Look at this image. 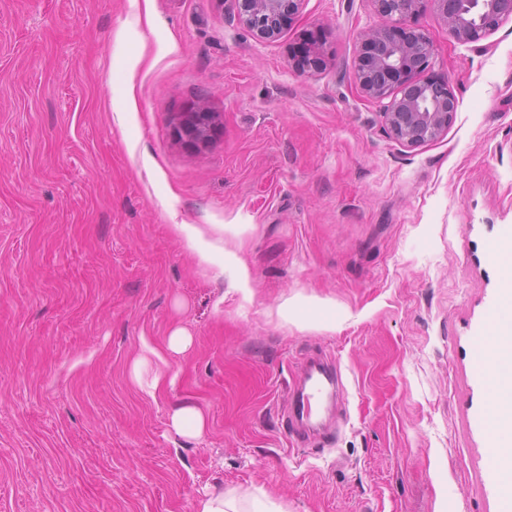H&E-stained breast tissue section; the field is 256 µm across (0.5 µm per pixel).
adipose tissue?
Listing matches in <instances>:
<instances>
[{
	"instance_id": "1",
	"label": "adipose tissue",
	"mask_w": 512,
	"mask_h": 512,
	"mask_svg": "<svg viewBox=\"0 0 512 512\" xmlns=\"http://www.w3.org/2000/svg\"><path fill=\"white\" fill-rule=\"evenodd\" d=\"M189 331L175 327L157 346L144 345L130 368L132 382L150 397L166 393L174 378L170 374V361L184 354L192 345ZM498 388L492 403V416L498 431V472L501 479H512V373L503 372L497 377ZM169 425L179 436L200 440L210 428L209 414L205 407L184 401L172 407ZM194 512H283L258 489L211 491L202 493L194 502Z\"/></svg>"
}]
</instances>
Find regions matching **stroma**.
I'll return each mask as SVG.
<instances>
[{"mask_svg":"<svg viewBox=\"0 0 512 512\" xmlns=\"http://www.w3.org/2000/svg\"><path fill=\"white\" fill-rule=\"evenodd\" d=\"M371 0H305L257 38L232 0H0V512H503L477 341L512 230V19L470 44L418 20L458 100L409 147L360 92ZM322 65L301 71L304 39ZM215 113L207 145L179 113ZM210 251L199 264L177 225ZM185 327L174 387L129 376ZM340 382L297 440L307 358ZM211 429L176 435L179 402ZM169 425L181 437L201 440L209 432V414L205 407L195 402L184 401L172 407ZM194 512H286L269 501L260 489L204 492L194 502Z\"/></svg>","mask_w":512,"mask_h":512,"instance_id":"1","label":"stroma"}]
</instances>
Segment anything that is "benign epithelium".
Masks as SVG:
<instances>
[{"instance_id": "benign-epithelium-1", "label": "benign epithelium", "mask_w": 512, "mask_h": 512, "mask_svg": "<svg viewBox=\"0 0 512 512\" xmlns=\"http://www.w3.org/2000/svg\"><path fill=\"white\" fill-rule=\"evenodd\" d=\"M242 23L261 39L276 37L299 13L304 0H234ZM391 26L363 31L354 59L361 93L378 104L388 133L417 146L448 131L458 101L448 82L429 74L433 44L418 26L428 6L441 16L459 43L479 41L512 18V0H371ZM214 112L182 114L179 131L194 143L206 142Z\"/></svg>"}]
</instances>
